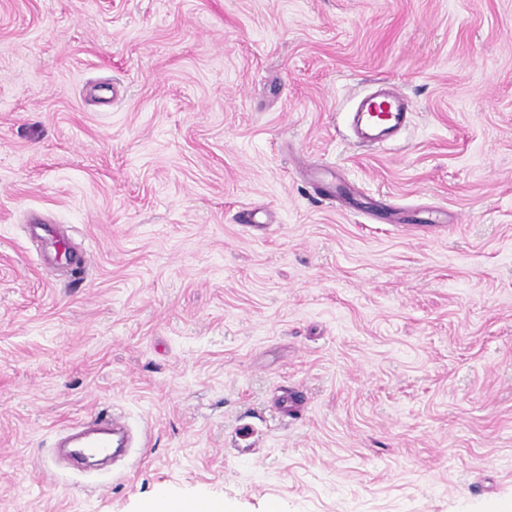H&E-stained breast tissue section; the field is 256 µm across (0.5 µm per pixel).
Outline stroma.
I'll return each instance as SVG.
<instances>
[{
	"instance_id": "1",
	"label": "stroma",
	"mask_w": 512,
	"mask_h": 512,
	"mask_svg": "<svg viewBox=\"0 0 512 512\" xmlns=\"http://www.w3.org/2000/svg\"><path fill=\"white\" fill-rule=\"evenodd\" d=\"M102 414L136 456L41 471ZM162 489L512 512V0H0V512ZM364 135L378 139L402 126L407 116L404 95L392 86L381 93L364 97L356 112Z\"/></svg>"
}]
</instances>
